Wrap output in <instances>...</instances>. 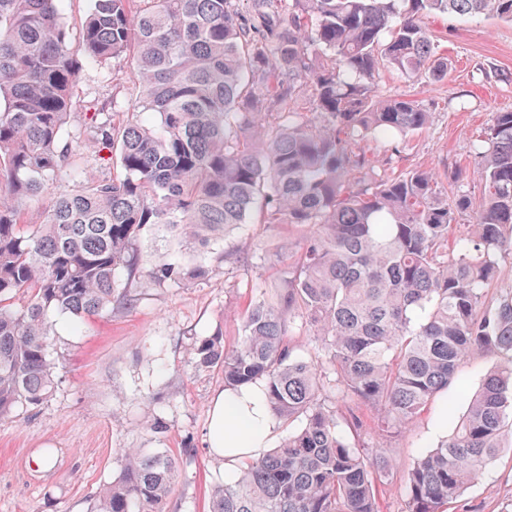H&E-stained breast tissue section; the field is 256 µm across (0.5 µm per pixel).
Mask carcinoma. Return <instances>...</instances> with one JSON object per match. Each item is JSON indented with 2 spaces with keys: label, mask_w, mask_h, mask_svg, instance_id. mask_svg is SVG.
Listing matches in <instances>:
<instances>
[{
  "label": "carcinoma",
  "mask_w": 512,
  "mask_h": 512,
  "mask_svg": "<svg viewBox=\"0 0 512 512\" xmlns=\"http://www.w3.org/2000/svg\"><path fill=\"white\" fill-rule=\"evenodd\" d=\"M62 2L0 0V418L55 390L53 316L131 301L118 274L141 276L134 245L151 226L187 258L144 278L191 284L257 211L309 233L288 244L275 298L250 300L235 348L199 338L191 360L223 370L228 388L263 382L288 436L216 487L210 512H379L394 460L329 399L379 408L386 437L448 390L466 356L490 352L499 363L466 415L404 480L405 512H444L512 446V292L489 295L512 258V111L491 113L473 143L477 200L448 197L430 171L391 177L353 145L381 139L394 155L429 123L418 101L375 94L386 70L447 76L425 17L512 21V0H91L76 34ZM82 59L132 70L131 118L96 107L74 121ZM105 149L112 169L87 174ZM62 179L28 219L26 203ZM299 325L314 332L307 357L290 339ZM124 458L94 512H165L179 462L159 449Z\"/></svg>",
  "instance_id": "1"
}]
</instances>
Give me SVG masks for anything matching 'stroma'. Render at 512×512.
Returning <instances> with one entry per match:
<instances>
[{"label": "stroma", "instance_id": "stroma-1", "mask_svg": "<svg viewBox=\"0 0 512 512\" xmlns=\"http://www.w3.org/2000/svg\"><path fill=\"white\" fill-rule=\"evenodd\" d=\"M426 26L450 63L445 79H408L385 72L381 96H407L430 110L427 127L409 136L396 157L384 144L360 141L356 149L387 161L396 176L429 170L437 178L463 170L461 191L480 197L473 142L495 110H512V22L495 17L435 16ZM119 103L117 121L136 110L130 71L83 61L73 109ZM302 228L251 224L234 230L207 255L210 276L194 285L136 281L134 306L80 322L59 316L50 349L56 388L39 408L0 419V512H90L100 489L118 477L127 448H159L180 461L166 512H210L211 491L227 483L224 466L208 444L209 412L224 390L222 370L195 369V339L222 333L226 346L241 334V313L251 296L277 287L280 264H258L261 255L284 253ZM494 355L475 354L457 369L455 384L433 399L406 429L387 439L371 430L375 411L357 404L369 432L366 443L383 448L395 469L380 494L381 512H405L404 477L416 457L450 435ZM160 419L156 432L150 418ZM447 512H512V452L491 463Z\"/></svg>", "mask_w": 512, "mask_h": 512}]
</instances>
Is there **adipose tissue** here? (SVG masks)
<instances>
[{
    "label": "adipose tissue",
    "instance_id": "ef3b65f1",
    "mask_svg": "<svg viewBox=\"0 0 512 512\" xmlns=\"http://www.w3.org/2000/svg\"><path fill=\"white\" fill-rule=\"evenodd\" d=\"M277 425L263 383L225 390L210 409L211 452L234 474L245 459L266 454Z\"/></svg>",
    "mask_w": 512,
    "mask_h": 512
}]
</instances>
